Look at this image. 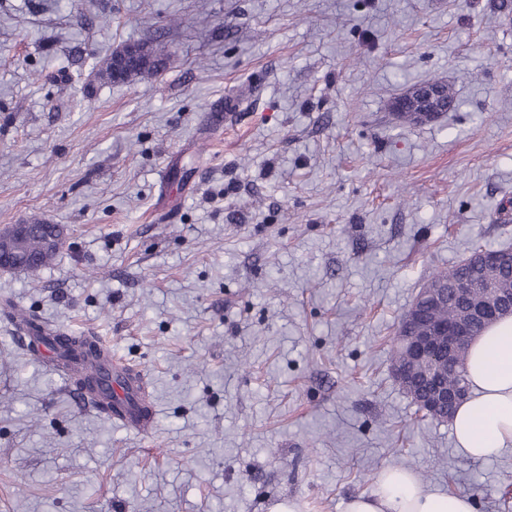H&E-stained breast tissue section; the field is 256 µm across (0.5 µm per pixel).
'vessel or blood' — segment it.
Here are the masks:
<instances>
[{"label": "vessel or blood", "mask_w": 512, "mask_h": 512, "mask_svg": "<svg viewBox=\"0 0 512 512\" xmlns=\"http://www.w3.org/2000/svg\"><path fill=\"white\" fill-rule=\"evenodd\" d=\"M99 362L111 372L112 378L107 386L83 388L79 394L81 402L96 409L111 403L113 422L138 433L150 432L156 423V409L146 396L144 374L113 358L106 347L101 350Z\"/></svg>", "instance_id": "obj_1"}]
</instances>
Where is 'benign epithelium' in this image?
Masks as SVG:
<instances>
[{"label":"benign epithelium","instance_id":"obj_1","mask_svg":"<svg viewBox=\"0 0 512 512\" xmlns=\"http://www.w3.org/2000/svg\"><path fill=\"white\" fill-rule=\"evenodd\" d=\"M434 91L433 87H423L412 92L407 103L413 104L414 118L424 120L432 116L426 111L425 104L432 100ZM26 233L25 224L0 228V269L24 263L21 243ZM474 262L485 266H507L512 263V255L475 253L463 265ZM450 293L467 298L466 306L455 318L426 317L424 308L442 307L448 303ZM509 296L512 297L511 288H465L458 280L446 287L429 284L420 289L398 326L402 358L392 365L396 382L416 404L444 420L449 419L452 407L463 400L465 391L441 383V376L455 366L458 356L475 336L476 324L490 326L500 318L512 315V308L504 310V302Z\"/></svg>","mask_w":512,"mask_h":512}]
</instances>
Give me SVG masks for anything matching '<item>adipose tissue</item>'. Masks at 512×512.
<instances>
[{
  "label": "adipose tissue",
  "instance_id": "obj_1",
  "mask_svg": "<svg viewBox=\"0 0 512 512\" xmlns=\"http://www.w3.org/2000/svg\"><path fill=\"white\" fill-rule=\"evenodd\" d=\"M469 394L451 420L457 448L482 461L512 447V317L491 325L470 344ZM345 512H474L465 495L422 488L411 471L388 467L375 492L348 500Z\"/></svg>",
  "mask_w": 512,
  "mask_h": 512
}]
</instances>
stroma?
Listing matches in <instances>:
<instances>
[{"mask_svg": "<svg viewBox=\"0 0 512 512\" xmlns=\"http://www.w3.org/2000/svg\"><path fill=\"white\" fill-rule=\"evenodd\" d=\"M496 0H0V226L65 240L0 301L141 368L151 434L0 316V512H344L380 471L512 512L392 375L398 322L512 247V17ZM165 68L113 83L115 49ZM429 81L460 106L394 114Z\"/></svg>", "mask_w": 512, "mask_h": 512, "instance_id": "35a3bbf8", "label": "stroma"}]
</instances>
